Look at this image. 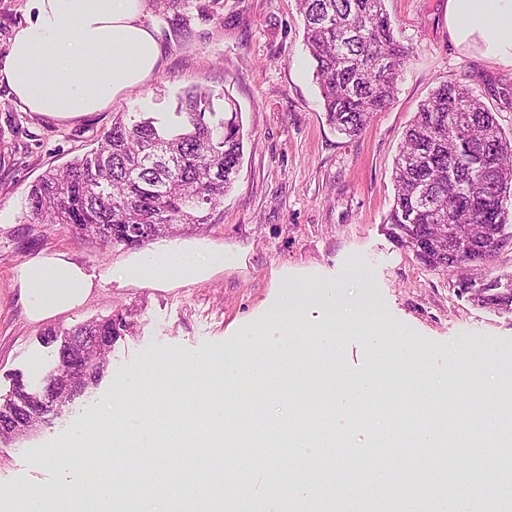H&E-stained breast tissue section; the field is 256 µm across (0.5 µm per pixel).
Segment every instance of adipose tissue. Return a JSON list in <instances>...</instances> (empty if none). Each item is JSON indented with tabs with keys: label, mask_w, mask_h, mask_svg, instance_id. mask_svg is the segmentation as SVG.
<instances>
[{
	"label": "adipose tissue",
	"mask_w": 512,
	"mask_h": 512,
	"mask_svg": "<svg viewBox=\"0 0 512 512\" xmlns=\"http://www.w3.org/2000/svg\"><path fill=\"white\" fill-rule=\"evenodd\" d=\"M28 8L0 64V82L25 111L98 112L146 87L160 69L164 51L144 21L145 0H29ZM448 35L460 51L512 68V0H448ZM223 267L221 249L172 243L135 257L120 276L164 288ZM16 281L33 322L81 306L93 291L90 276L60 256L28 261Z\"/></svg>",
	"instance_id": "ef3b65f1"
}]
</instances>
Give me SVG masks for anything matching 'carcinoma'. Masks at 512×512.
I'll list each match as a JSON object with an SVG mask.
<instances>
[{
  "instance_id": "1",
  "label": "carcinoma",
  "mask_w": 512,
  "mask_h": 512,
  "mask_svg": "<svg viewBox=\"0 0 512 512\" xmlns=\"http://www.w3.org/2000/svg\"><path fill=\"white\" fill-rule=\"evenodd\" d=\"M384 2L298 0L327 119L348 136L389 107L410 54ZM211 101L209 90L194 86L175 112L115 116L95 147L31 186L34 222L131 249L208 223L235 182L244 147L235 102L213 112ZM394 186L389 234L424 266L472 280L468 299L512 312V274L488 280L472 273L476 257L494 258L512 244V140L480 95L456 82L432 90L405 130ZM117 335L110 316L49 329L44 343L59 344L60 355L84 344L87 379L66 385L61 365L42 390L31 391L18 377L0 401V421L26 413L35 429L50 404L62 409L98 385Z\"/></svg>"
}]
</instances>
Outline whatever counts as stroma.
I'll use <instances>...</instances> for the list:
<instances>
[{"label":"stroma","mask_w":512,"mask_h":512,"mask_svg":"<svg viewBox=\"0 0 512 512\" xmlns=\"http://www.w3.org/2000/svg\"><path fill=\"white\" fill-rule=\"evenodd\" d=\"M395 34L410 49L395 98L356 137L326 120L312 60L303 42L296 0H146L144 20L164 49L161 71L142 90L103 111L68 120L22 111L0 85V398L14 376L39 390L54 373L56 348L41 335L107 316L124 329L94 388L27 439L0 442V512H19L18 485L54 491L65 480H87L111 467L107 444L92 446L79 469L54 456L81 424H106V409L122 377L158 357L223 359L240 330L258 327L279 288L336 282L349 298L369 296L386 323L378 354L344 337L351 373L377 364L387 405L401 388L433 375L449 383L491 376L512 383V313L458 296L453 278L425 267L390 237L393 164L404 132L440 82L473 88L512 138V109L494 86L512 84V68L459 52L448 36L447 0H385ZM209 88L212 108L232 97L246 134L236 182L210 224L182 232L188 246L224 251V268L210 276L153 288L117 279L136 257L121 245L83 240L69 227L34 223L30 186L48 169L83 155L120 113L173 112L181 92ZM60 255L91 275L94 289L75 310L29 322L13 287L25 261ZM366 284H359L356 272ZM411 347L402 361L398 346Z\"/></svg>","instance_id":"1"}]
</instances>
